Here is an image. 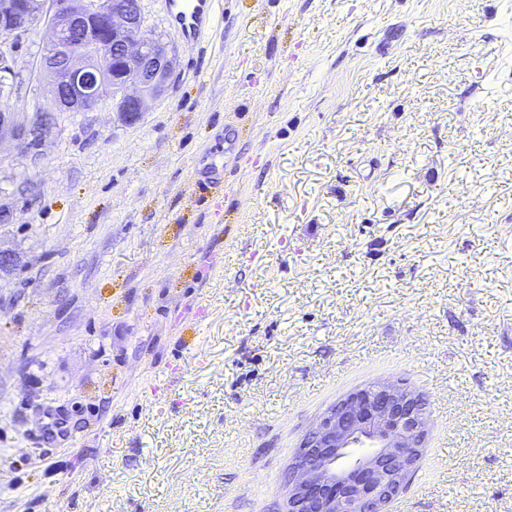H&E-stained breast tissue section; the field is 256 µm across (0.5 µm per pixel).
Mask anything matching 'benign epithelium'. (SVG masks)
<instances>
[{
    "instance_id": "benign-epithelium-1",
    "label": "benign epithelium",
    "mask_w": 512,
    "mask_h": 512,
    "mask_svg": "<svg viewBox=\"0 0 512 512\" xmlns=\"http://www.w3.org/2000/svg\"><path fill=\"white\" fill-rule=\"evenodd\" d=\"M51 39L39 59L56 112L112 107L134 122L173 73L176 50L144 26L141 0H0V37L19 40L43 14ZM26 86L12 55L0 52V97ZM38 110L29 128L0 110V136L30 145L52 132ZM427 404L411 387L377 382L329 407L305 434L288 465L282 512H386L420 464Z\"/></svg>"
}]
</instances>
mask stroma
<instances>
[{
    "label": "stroma",
    "instance_id": "1",
    "mask_svg": "<svg viewBox=\"0 0 512 512\" xmlns=\"http://www.w3.org/2000/svg\"><path fill=\"white\" fill-rule=\"evenodd\" d=\"M126 122L0 139V512H277L325 409L430 415L388 512H512V0H218ZM38 22L0 40L47 103ZM57 433H48L51 424Z\"/></svg>",
    "mask_w": 512,
    "mask_h": 512
}]
</instances>
